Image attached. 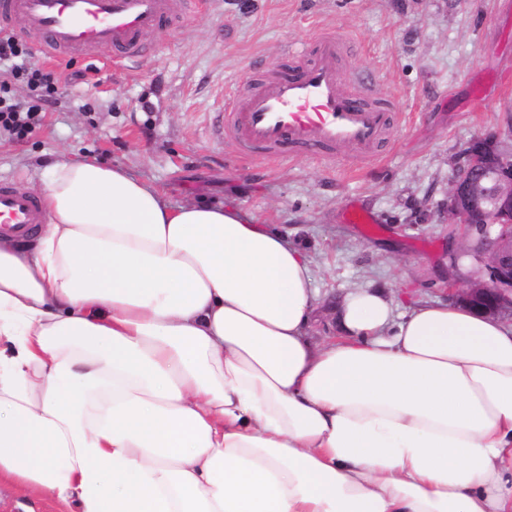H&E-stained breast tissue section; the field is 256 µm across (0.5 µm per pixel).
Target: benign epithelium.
I'll list each match as a JSON object with an SVG mask.
<instances>
[{"mask_svg":"<svg viewBox=\"0 0 512 512\" xmlns=\"http://www.w3.org/2000/svg\"><path fill=\"white\" fill-rule=\"evenodd\" d=\"M448 188L450 235L476 266V279L456 299L491 316L512 317V152L498 139L478 137Z\"/></svg>","mask_w":512,"mask_h":512,"instance_id":"7a95c632","label":"benign epithelium"}]
</instances>
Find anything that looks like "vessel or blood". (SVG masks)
<instances>
[{"label": "vessel or blood", "mask_w": 512, "mask_h": 512, "mask_svg": "<svg viewBox=\"0 0 512 512\" xmlns=\"http://www.w3.org/2000/svg\"><path fill=\"white\" fill-rule=\"evenodd\" d=\"M191 0H0V23L20 20L16 33L33 36L43 57L104 52L107 61L139 57L144 38L188 21ZM356 48L330 27L283 64L253 69L224 103L221 129L245 152L266 159L322 156L345 150L368 159L383 155L396 125L393 105L376 78L354 66ZM39 198L17 183L0 182V234L25 237L45 223Z\"/></svg>", "instance_id": "1"}]
</instances>
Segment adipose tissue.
<instances>
[{"mask_svg": "<svg viewBox=\"0 0 512 512\" xmlns=\"http://www.w3.org/2000/svg\"><path fill=\"white\" fill-rule=\"evenodd\" d=\"M0 236V483L77 512H512V321L347 292L303 252L90 158Z\"/></svg>", "mask_w": 512, "mask_h": 512, "instance_id": "ef3b65f1", "label": "adipose tissue"}]
</instances>
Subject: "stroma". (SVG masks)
Instances as JSON below:
<instances>
[{"instance_id":"stroma-1","label":"stroma","mask_w":512,"mask_h":512,"mask_svg":"<svg viewBox=\"0 0 512 512\" xmlns=\"http://www.w3.org/2000/svg\"><path fill=\"white\" fill-rule=\"evenodd\" d=\"M325 26L381 76L401 117L388 153L264 162L224 138L218 115L242 74ZM150 42L128 67L95 53L53 61L85 77L63 80L27 139L0 133V179L32 187L64 151L122 167L174 205L234 203L304 250L320 294L308 326L316 344L337 335L350 289H380L400 312L447 299L448 178L475 138L512 149V0H207ZM350 204L374 227L346 223Z\"/></svg>"}]
</instances>
